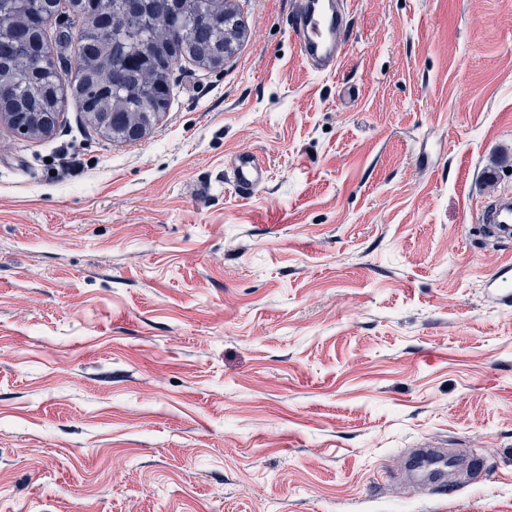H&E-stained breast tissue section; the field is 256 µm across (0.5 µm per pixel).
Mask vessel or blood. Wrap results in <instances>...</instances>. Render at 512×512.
I'll return each mask as SVG.
<instances>
[{"mask_svg":"<svg viewBox=\"0 0 512 512\" xmlns=\"http://www.w3.org/2000/svg\"><path fill=\"white\" fill-rule=\"evenodd\" d=\"M344 0H295L292 35L300 59L314 72L337 70L346 55ZM238 196L250 197L266 180V170L250 152L236 153L227 169ZM486 221L498 238H512V196L501 194L487 207Z\"/></svg>","mask_w":512,"mask_h":512,"instance_id":"vessel-or-blood-1","label":"vessel or blood"}]
</instances>
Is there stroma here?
Segmentation results:
<instances>
[{"instance_id":"obj_1","label":"stroma","mask_w":512,"mask_h":512,"mask_svg":"<svg viewBox=\"0 0 512 512\" xmlns=\"http://www.w3.org/2000/svg\"><path fill=\"white\" fill-rule=\"evenodd\" d=\"M233 5L143 138L0 123V512H512V0H348L331 74ZM227 173L241 198H249L266 180V169L251 152L236 153L228 163ZM486 222L491 232L498 238L511 240L512 237V196L501 194L495 197L487 207Z\"/></svg>"}]
</instances>
